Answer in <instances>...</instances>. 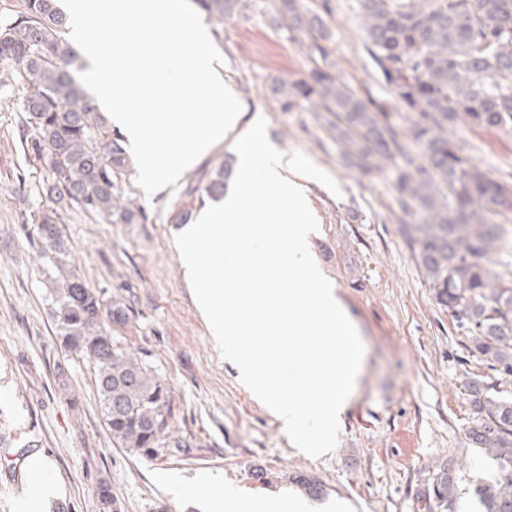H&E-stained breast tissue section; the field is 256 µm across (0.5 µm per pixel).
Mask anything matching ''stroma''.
Listing matches in <instances>:
<instances>
[{
  "label": "stroma",
  "instance_id": "stroma-1",
  "mask_svg": "<svg viewBox=\"0 0 512 512\" xmlns=\"http://www.w3.org/2000/svg\"><path fill=\"white\" fill-rule=\"evenodd\" d=\"M278 0H249L244 13L224 23L207 21L224 59V81L246 118L261 117L269 140L299 151L331 174L342 194L310 182L317 218L312 251L362 339L356 391L340 423L336 448L319 458L301 452L280 422L241 386L197 310L175 238L177 214L199 211L189 186L233 153L232 138L188 168L176 186L146 196L136 174L123 196L145 211L143 224H113L79 208L61 211L68 261L107 298L130 307L111 326L112 340L145 359L173 397V430L181 447L134 455L117 447L105 425L92 364L65 352L51 309L34 231L46 205L48 174L27 145L22 94L0 83V451L31 448L56 493L40 512H99L97 487L112 488L116 512H203L178 493L179 483L211 481L215 496L302 495L295 474L313 476L325 489L317 507L335 500L352 512H420V491L433 467L453 461L460 477L456 512H480L475 484L496 466L470 447L473 417L466 384L489 378L472 356L469 332L436 302L418 266L397 202L390 167L361 173L339 153L325 121L304 106L284 110L271 98L272 77L298 79L336 64V74L360 96L385 106L392 125L408 132L365 49L362 0H301L328 26L327 58L303 49L306 37L277 12ZM467 155L492 176L512 175V134L467 127Z\"/></svg>",
  "mask_w": 512,
  "mask_h": 512
}]
</instances>
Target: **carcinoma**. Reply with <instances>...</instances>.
I'll use <instances>...</instances> for the list:
<instances>
[{
  "label": "carcinoma",
  "mask_w": 512,
  "mask_h": 512,
  "mask_svg": "<svg viewBox=\"0 0 512 512\" xmlns=\"http://www.w3.org/2000/svg\"><path fill=\"white\" fill-rule=\"evenodd\" d=\"M299 0H280L282 19L306 33L308 48L326 58L322 16L304 15ZM224 24L248 0H195ZM366 49L392 98L415 114L408 138L418 156L387 121L331 72L309 79L274 77L270 91L291 107L304 103L336 132L341 154L367 173L376 163L395 164L394 190L417 264L435 300L472 333V352L490 362L501 384L512 378V232L490 216L512 210V182L495 178L463 153L458 130L484 126L512 134V0H363ZM68 18L59 0H24L23 12L0 26V75L23 92L30 144L49 173V205L34 225L54 283L52 304L62 345L87 359L105 421L115 444L152 455L171 431V390L140 357L112 342L102 317L120 323L129 306L105 300L65 261L60 211L77 207L114 224L147 220L123 199L131 159L122 136L76 77L78 53L64 36ZM229 157L190 188L199 200L224 195L233 175ZM467 392L475 416L471 445L493 461L496 476L473 488L484 512H512V398L497 385L472 378ZM458 471L435 465L420 493L424 512H455Z\"/></svg>",
  "instance_id": "obj_1"
}]
</instances>
